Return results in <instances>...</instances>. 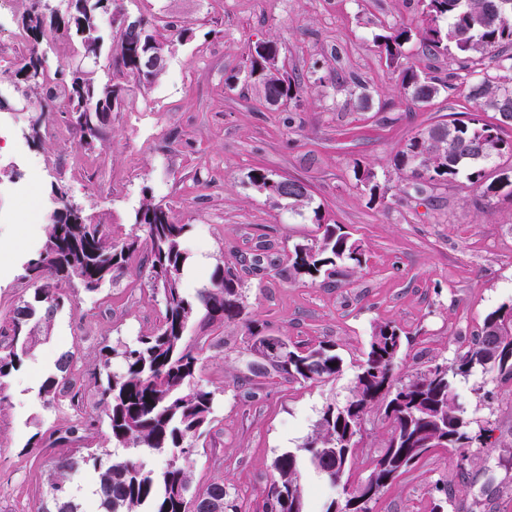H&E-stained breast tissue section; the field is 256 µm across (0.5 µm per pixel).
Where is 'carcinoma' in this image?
<instances>
[{
	"instance_id": "cac0c4a2",
	"label": "carcinoma",
	"mask_w": 512,
	"mask_h": 512,
	"mask_svg": "<svg viewBox=\"0 0 512 512\" xmlns=\"http://www.w3.org/2000/svg\"><path fill=\"white\" fill-rule=\"evenodd\" d=\"M112 0H95L89 13L78 10L57 20L84 51L86 31L94 24L92 14L109 8ZM421 25L411 28L389 25L374 36V42L392 65L401 66L405 45L414 39L432 55L448 51L475 68L486 54L497 52L496 71H478L469 85V101L475 113L466 119H453L429 126L409 138L392 158L394 167L408 174L410 187L417 194L447 186L461 173L481 188L478 203L504 195L512 197V175L504 172L488 180L484 164L495 155H512V141L502 138L512 117V0H417ZM46 19L36 9L22 19V32L32 50L24 55L29 64L38 56L37 43L44 36ZM144 37L136 43L121 36L112 52L113 75L134 71L138 54L146 46L168 50L169 40L161 39L140 20ZM37 78H21L19 83L42 90L44 99L63 100L69 105V123L89 125L83 102L98 106V114L113 111V102L122 99L124 87L113 79L101 83L94 74L77 76L60 69L54 78L39 69ZM245 78L267 101L282 103L297 92L291 76L272 71L260 52L250 56ZM401 83L411 98L429 103L448 83L429 76L413 66H402ZM494 113V121L480 113ZM354 179L367 189L371 198L383 197L388 187L376 181L375 174L354 167ZM251 185L268 187L277 176L257 167L247 175ZM269 199L281 204L275 195ZM283 204L288 212L322 229L311 244H295L270 265L289 282L319 277L341 276L347 268L364 261L361 242L344 231L340 224H328L321 205L312 195H295ZM168 208L148 199L135 211L133 224L146 234L150 253L148 279L154 293L161 295L164 309L159 323L139 336L132 345L105 344L99 349V368L95 384L98 406L103 408L112 447L135 449L167 457L160 470L146 467L134 459L105 460L100 456L59 455L52 461L51 480L37 512H79L74 502L71 475L93 469L101 497V512H241V505L221 480L202 489H191L188 463L196 442L209 431L215 392L196 382L204 346L215 341L204 337L192 344L187 339L189 327L199 312H204L203 326L214 322L244 320V294L240 278L219 265L209 286L190 296L182 287L188 263L184 242L191 231L189 224L167 221ZM137 236H122L110 224L77 223L71 217L53 221L46 240L27 261L24 280L33 291L30 300L21 299L5 325L0 326V392L39 337L29 328L33 318L49 325L55 312L70 300L62 285L77 281L88 293H95L112 274L122 268L139 250ZM249 338L263 342L264 325L244 320ZM403 331L390 323L374 328L363 352L351 398L341 405L329 404L321 412L317 434L303 449L314 469L331 482L333 477H350L355 454L352 436L361 430L365 414L380 404L388 422L384 449L369 462V475L376 478V490L368 502L360 504L349 498L341 505L331 499L323 512H372L371 504L399 476L416 465L434 448H471L492 451L490 430L473 431L470 422L454 402L453 378L466 376L477 366L494 374L500 383L512 381V358L499 357L491 362L492 352L512 351V303H504L484 319L471 344L456 353L451 365L434 364L403 382L395 377L394 365L402 347ZM284 354L278 360L251 361L250 370L266 376L276 373L290 383L314 384L336 377L343 360L330 341L293 344L282 340ZM120 357L124 368L111 370L112 358ZM72 353L60 356L56 373L42 383L40 395L46 405L66 397L82 413L65 434L38 433L30 444L45 448L79 445L90 438L96 419L87 411L82 386L77 384ZM274 475L263 495V512H309L298 456L292 451L278 455L272 464ZM431 512H447L448 484L434 483Z\"/></svg>"
}]
</instances>
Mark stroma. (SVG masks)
<instances>
[{"label": "stroma", "instance_id": "stroma-1", "mask_svg": "<svg viewBox=\"0 0 512 512\" xmlns=\"http://www.w3.org/2000/svg\"><path fill=\"white\" fill-rule=\"evenodd\" d=\"M124 12L161 32L177 25L188 36L173 40L167 67L150 86L124 77V100L105 116L92 146L46 136L30 144L31 120L44 102L39 90L10 82L21 52L0 62V94L12 105L0 112V245L12 249L0 259V320L23 296V266L46 238L48 216L58 206L52 185L95 222L120 225L133 236L131 217L145 198L169 207L174 222L192 227L185 242L190 255L209 258L184 276L189 294L208 286L214 267L224 265L244 282L247 316L263 322L267 335L301 344L331 341L344 360L336 378L311 386L258 378L247 368L243 322L214 325L224 343L206 352L198 374L215 403L211 430L190 458L192 484L224 480L244 512H262L274 458L300 451L322 409L350 397L358 358L377 324H395L407 335L395 368L404 379L452 362L484 317L512 302V198L475 205L477 190L463 176L433 196H419L391 164L415 133L471 110L460 59L429 55L416 40L406 44L407 62L452 79L451 88L420 105L403 90L399 67L374 43L383 26L419 24L416 0H114L99 17V80L112 74ZM268 40L279 46L280 65L301 78L295 97L276 107L244 79L251 47ZM363 94L370 98L366 110L358 106ZM358 164L388 186L385 198L371 199L357 185ZM257 166L304 182L327 222L361 241L362 267L336 281L288 282L244 266L260 237L282 248L310 241L316 231L249 184L247 174ZM22 181L24 197L14 190ZM30 199L37 211L27 210ZM147 272L143 246L99 292L74 287L70 304L10 377L0 404V512H35L56 451L28 441L74 422L68 401L49 408L40 396L61 354L73 353L93 403L100 346L133 343L157 324L163 304ZM454 394L472 428L492 426L493 453L468 449L462 472L459 449H437L389 487L374 512H428L440 478L465 512H512V387L491 383L476 368L455 379ZM387 432L382 408L372 407L358 437L355 471L381 452Z\"/></svg>", "mask_w": 512, "mask_h": 512}]
</instances>
